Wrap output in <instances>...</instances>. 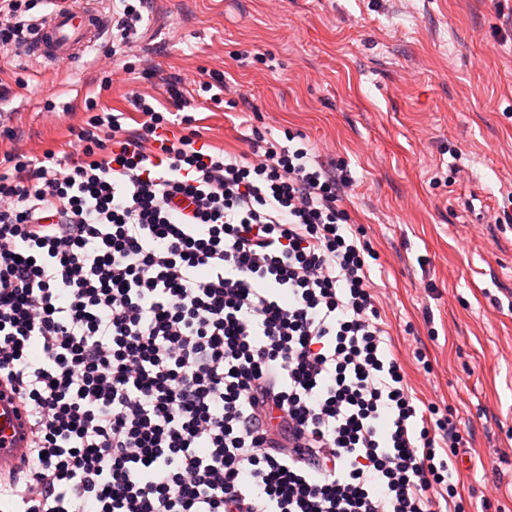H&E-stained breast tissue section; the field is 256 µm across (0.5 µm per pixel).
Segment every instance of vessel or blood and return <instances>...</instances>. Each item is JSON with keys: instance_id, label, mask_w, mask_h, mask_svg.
Wrapping results in <instances>:
<instances>
[{"instance_id": "1", "label": "vessel or blood", "mask_w": 512, "mask_h": 512, "mask_svg": "<svg viewBox=\"0 0 512 512\" xmlns=\"http://www.w3.org/2000/svg\"><path fill=\"white\" fill-rule=\"evenodd\" d=\"M110 23V17L95 0H82L79 7L60 8L35 23L26 44L33 60L57 65L74 62L94 44ZM31 426L17 396L0 395V476L23 467L29 456Z\"/></svg>"}]
</instances>
